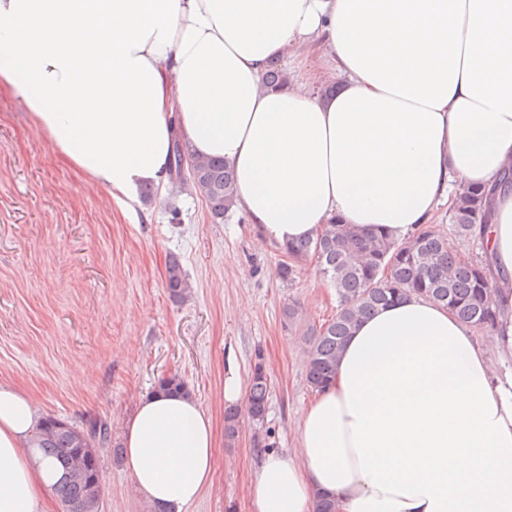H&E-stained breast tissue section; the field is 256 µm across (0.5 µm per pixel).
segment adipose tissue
<instances>
[{
    "label": "adipose tissue",
    "instance_id": "obj_1",
    "mask_svg": "<svg viewBox=\"0 0 512 512\" xmlns=\"http://www.w3.org/2000/svg\"><path fill=\"white\" fill-rule=\"evenodd\" d=\"M319 47L268 87L273 63ZM0 88L121 211L166 192L173 138L220 158L260 244L333 222L395 240L458 188L512 167V0H0ZM498 187V185H497ZM485 236L512 279V190ZM492 345L409 295L360 318L292 452L260 459L251 512H512V295ZM41 415L0 383V512H48L61 472L30 449ZM210 414L150 392L124 435L136 493L181 512L215 471Z\"/></svg>",
    "mask_w": 512,
    "mask_h": 512
}]
</instances>
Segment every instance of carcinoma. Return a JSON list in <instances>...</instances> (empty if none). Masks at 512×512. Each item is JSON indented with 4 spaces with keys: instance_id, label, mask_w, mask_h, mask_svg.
<instances>
[{
    "instance_id": "cac0c4a2",
    "label": "carcinoma",
    "mask_w": 512,
    "mask_h": 512,
    "mask_svg": "<svg viewBox=\"0 0 512 512\" xmlns=\"http://www.w3.org/2000/svg\"><path fill=\"white\" fill-rule=\"evenodd\" d=\"M169 166L172 176L182 177L190 170V181L204 199L211 220L219 222L234 209L235 178L218 159L198 162L179 141L173 142ZM486 191L468 187L459 192L449 208L448 232L427 224L408 241L398 244L382 234L358 235L347 224H328L322 234L284 248L288 261L280 268L282 279L295 278L300 263L313 259L321 274L334 288L336 313L321 325L310 328L305 377L311 390L331 383L343 343L358 319L408 294L427 297L440 304L464 324L483 332H494L502 304L499 279L490 275L488 251L479 258L453 252L450 240L470 236L478 225L487 224ZM165 285L171 298L183 300L190 293V282L180 261H168ZM154 389L188 391L177 374L158 378ZM270 381L262 358L251 373L249 414L263 423L268 411ZM239 429L238 412L224 411V437L232 440ZM111 439L108 425L93 422L86 430L52 416L44 417L31 447L59 464L60 480L52 491L62 505L73 512H98L102 497L101 463L89 449Z\"/></svg>"
}]
</instances>
